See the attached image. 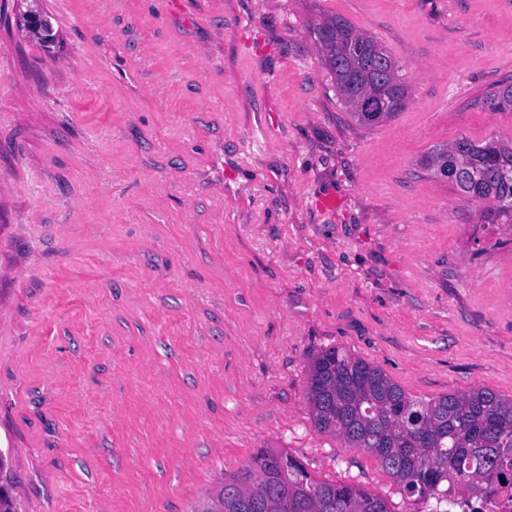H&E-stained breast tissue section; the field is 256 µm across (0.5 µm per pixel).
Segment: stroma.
<instances>
[{
	"label": "stroma",
	"instance_id": "obj_1",
	"mask_svg": "<svg viewBox=\"0 0 512 512\" xmlns=\"http://www.w3.org/2000/svg\"><path fill=\"white\" fill-rule=\"evenodd\" d=\"M41 3L47 48L0 0V457L20 512H202L262 448L429 512L315 430L309 365L338 347L419 398L512 395V231L417 165L512 141V112L480 105L512 80V0ZM331 15L402 69L407 104L378 127L349 122L318 57Z\"/></svg>",
	"mask_w": 512,
	"mask_h": 512
}]
</instances>
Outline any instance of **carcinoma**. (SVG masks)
<instances>
[{
	"instance_id": "1",
	"label": "carcinoma",
	"mask_w": 512,
	"mask_h": 512,
	"mask_svg": "<svg viewBox=\"0 0 512 512\" xmlns=\"http://www.w3.org/2000/svg\"><path fill=\"white\" fill-rule=\"evenodd\" d=\"M316 31L321 62L355 124L374 127L405 107L407 85L400 69L390 68L382 42L338 15L325 17ZM373 94L381 111H359L358 101ZM481 103L512 112V82L498 83ZM446 153L459 170L449 183L487 204V223L512 224V142L461 138L433 150L421 168L435 173ZM307 400L317 432L372 454L406 496L435 501L430 512H448L441 504L461 482L479 504L470 512H491L497 490L512 487V396L481 387L418 399L379 367L332 347L313 360ZM218 498L254 504L246 512H392L387 500L354 484L316 479L288 453L269 448L225 477ZM0 512H19L1 474Z\"/></svg>"
}]
</instances>
